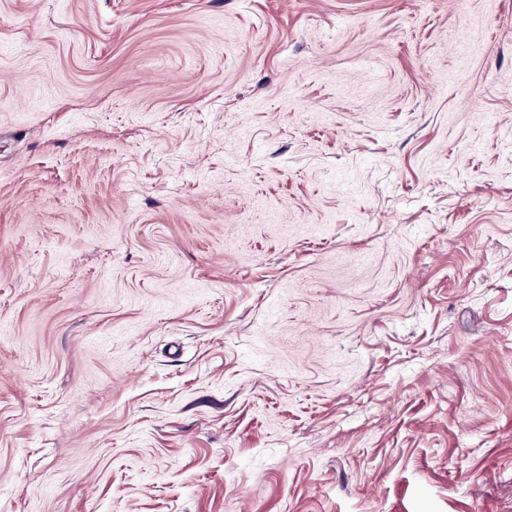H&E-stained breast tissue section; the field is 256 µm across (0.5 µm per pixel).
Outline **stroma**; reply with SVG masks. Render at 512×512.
<instances>
[{"label": "stroma", "instance_id": "1", "mask_svg": "<svg viewBox=\"0 0 512 512\" xmlns=\"http://www.w3.org/2000/svg\"><path fill=\"white\" fill-rule=\"evenodd\" d=\"M512 0H0V512H512Z\"/></svg>", "mask_w": 512, "mask_h": 512}]
</instances>
